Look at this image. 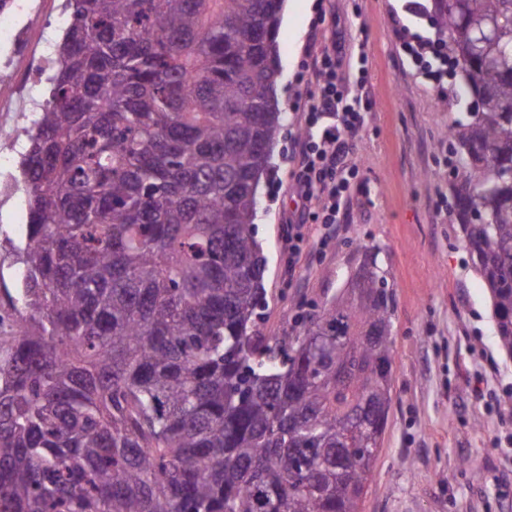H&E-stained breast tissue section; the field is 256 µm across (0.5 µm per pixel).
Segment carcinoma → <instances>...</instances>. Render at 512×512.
<instances>
[{"instance_id": "carcinoma-1", "label": "carcinoma", "mask_w": 512, "mask_h": 512, "mask_svg": "<svg viewBox=\"0 0 512 512\" xmlns=\"http://www.w3.org/2000/svg\"><path fill=\"white\" fill-rule=\"evenodd\" d=\"M284 0H66L22 161L0 512H361L393 399L373 268L263 335L258 186ZM467 119L455 220L512 354V0H435ZM351 433L360 448L343 446Z\"/></svg>"}]
</instances>
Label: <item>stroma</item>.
Here are the masks:
<instances>
[{"label": "stroma", "instance_id": "obj_1", "mask_svg": "<svg viewBox=\"0 0 512 512\" xmlns=\"http://www.w3.org/2000/svg\"><path fill=\"white\" fill-rule=\"evenodd\" d=\"M24 20L34 49L54 51L70 14L63 0H30ZM433 0H284L279 29L282 77L277 95L288 115L272 152V181L261 184L256 238L267 258L268 304L261 330L293 336L300 314L347 286L372 247L395 295L393 401L362 512H512V461L499 451V416L512 417V356L497 344L488 288L472 266L450 206L456 171L438 148L450 117L460 115L456 87L439 96L403 64L393 20L409 35L434 38ZM364 40L372 106L357 139L359 173L336 238L324 225H301L305 248L285 249L292 191V142L302 132V64L312 41L351 52ZM15 100L0 124L12 144L4 175L20 178L34 102Z\"/></svg>", "mask_w": 512, "mask_h": 512}]
</instances>
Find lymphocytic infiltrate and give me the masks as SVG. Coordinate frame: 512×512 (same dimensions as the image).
Listing matches in <instances>:
<instances>
[{"label": "lymphocytic infiltrate", "instance_id": "lymphocytic-infiltrate-1", "mask_svg": "<svg viewBox=\"0 0 512 512\" xmlns=\"http://www.w3.org/2000/svg\"><path fill=\"white\" fill-rule=\"evenodd\" d=\"M305 123L295 174L303 202L302 218L325 224L343 223L357 173L355 139L371 104L365 82H352L335 46H319L305 64Z\"/></svg>", "mask_w": 512, "mask_h": 512}]
</instances>
